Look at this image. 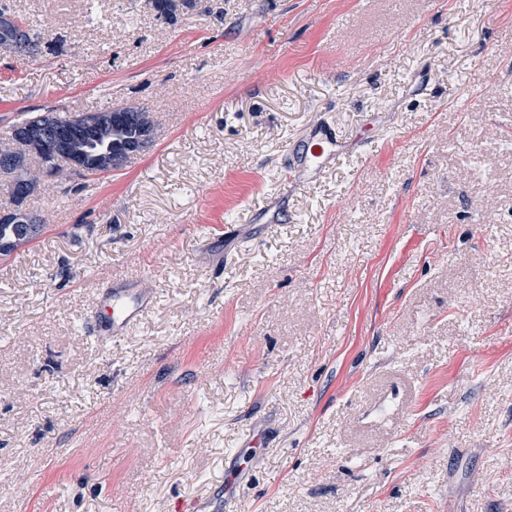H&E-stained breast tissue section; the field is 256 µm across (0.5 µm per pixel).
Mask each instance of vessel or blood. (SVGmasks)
<instances>
[{
  "label": "vessel or blood",
  "mask_w": 512,
  "mask_h": 512,
  "mask_svg": "<svg viewBox=\"0 0 512 512\" xmlns=\"http://www.w3.org/2000/svg\"><path fill=\"white\" fill-rule=\"evenodd\" d=\"M364 140L347 141L329 121L318 119L310 123L300 138L291 140L283 150L284 164L278 169L279 192L271 197L264 220L280 219L282 198L296 193L308 182L322 177L342 155L361 150ZM107 286L98 294L104 319H96L88 327L89 334L102 345L119 338L158 300L159 291L147 277L108 276ZM229 503L224 487H216L206 496L187 502L184 512H224Z\"/></svg>",
  "instance_id": "obj_1"
}]
</instances>
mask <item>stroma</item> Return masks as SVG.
Instances as JSON below:
<instances>
[{"label":"stroma","mask_w":512,"mask_h":512,"mask_svg":"<svg viewBox=\"0 0 512 512\" xmlns=\"http://www.w3.org/2000/svg\"><path fill=\"white\" fill-rule=\"evenodd\" d=\"M3 8L59 48L0 56V134L137 105L158 138L22 204L45 230L0 264V512H182L233 450L260 462L230 512H512V0ZM319 117L373 125L366 151L252 223ZM114 273L161 298L101 347ZM196 2V0H153L158 17L169 23H174L180 11L193 8Z\"/></svg>","instance_id":"stroma-1"}]
</instances>
